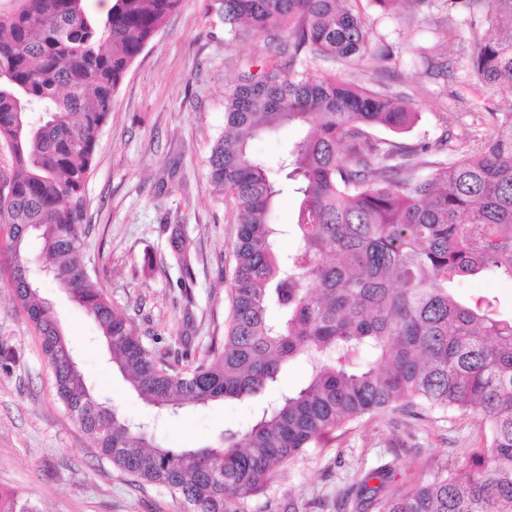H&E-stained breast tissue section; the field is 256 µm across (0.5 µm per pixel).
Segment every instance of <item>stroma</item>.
<instances>
[{
  "label": "stroma",
  "instance_id": "35a3bbf8",
  "mask_svg": "<svg viewBox=\"0 0 512 512\" xmlns=\"http://www.w3.org/2000/svg\"><path fill=\"white\" fill-rule=\"evenodd\" d=\"M209 0H181L176 11L129 68L113 100L85 185L89 203L83 258L108 300L137 333L170 361L204 354L223 335L230 307L236 220L212 184L206 159L224 131V95L238 74L266 58L262 39L230 41ZM372 43L388 61L351 69L305 57L298 68L319 71L367 89L408 99L417 123L379 135L401 148L429 146L467 135L469 152L484 145L493 115L512 108V89L485 93L471 75L470 55L484 23L462 7L428 0L418 8L400 0L384 11L364 5ZM190 243V273L172 257L170 237ZM52 304L89 385L122 416L147 419L151 410L113 369L93 318L54 283ZM0 337L20 359L0 374V489L19 492L38 512H184L183 502L99 458L95 444L56 394L39 336L0 278ZM257 406L219 400L157 420L155 438L174 450L215 444L226 429H246ZM470 416L448 412L416 420L392 406L322 436L278 472L250 512H336L337 493L352 475L393 456L410 457L420 443L431 463L475 444Z\"/></svg>",
  "mask_w": 512,
  "mask_h": 512
}]
</instances>
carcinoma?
<instances>
[{
	"label": "carcinoma",
	"mask_w": 512,
	"mask_h": 512,
	"mask_svg": "<svg viewBox=\"0 0 512 512\" xmlns=\"http://www.w3.org/2000/svg\"><path fill=\"white\" fill-rule=\"evenodd\" d=\"M86 2L19 0L0 16V145L12 165L0 183V255L59 399L100 455L190 512H249V499L321 436L398 402L420 420L468 414L483 442L436 466L415 452L404 483L395 482L398 455L360 471L338 512H512V318L484 296L452 293L477 275L512 282V110L478 154L457 143L446 161L423 159L426 145L401 152L371 129L410 128L407 103L296 69L307 54L345 66L388 57L371 44L359 0H211L232 38H260L278 60L241 75L225 96L224 135L207 164L236 212L229 317L206 356H187L178 370L91 278L82 233L84 187L116 91L180 0H112L102 17ZM495 2L471 55L488 91L512 86V0ZM289 125L300 135L275 164L252 156V138ZM286 190L299 198L288 227L271 223ZM288 234L295 245L284 253ZM31 235L42 243L35 262ZM171 248L191 276L186 237L174 232ZM48 278L93 317L113 366L147 405L175 413L260 399L253 424L222 431L213 446L152 444L148 423L120 417L72 367L41 295ZM18 359L0 338V372ZM291 361L308 368L305 385L270 396ZM0 512L38 510L0 493Z\"/></svg>",
	"instance_id": "cac0c4a2"
}]
</instances>
